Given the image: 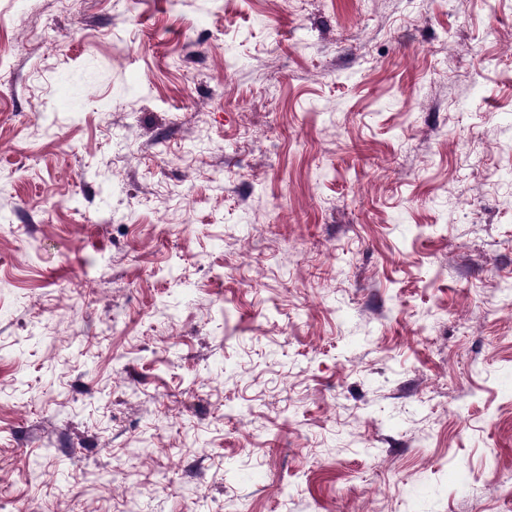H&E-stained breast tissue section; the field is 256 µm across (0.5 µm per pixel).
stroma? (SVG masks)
I'll list each match as a JSON object with an SVG mask.
<instances>
[{
	"instance_id": "1",
	"label": "stroma",
	"mask_w": 512,
	"mask_h": 512,
	"mask_svg": "<svg viewBox=\"0 0 512 512\" xmlns=\"http://www.w3.org/2000/svg\"><path fill=\"white\" fill-rule=\"evenodd\" d=\"M509 278L512 0H0V512H512Z\"/></svg>"
}]
</instances>
